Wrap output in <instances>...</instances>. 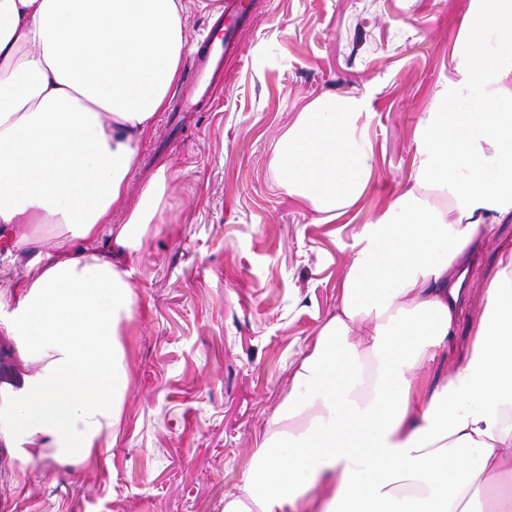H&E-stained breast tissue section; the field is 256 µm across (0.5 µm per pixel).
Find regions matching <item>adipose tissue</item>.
<instances>
[{
    "mask_svg": "<svg viewBox=\"0 0 512 512\" xmlns=\"http://www.w3.org/2000/svg\"><path fill=\"white\" fill-rule=\"evenodd\" d=\"M188 3L0 0V237L12 224L58 237L27 261L0 315L38 364L0 383V444L15 458L86 462L117 437L129 261L157 222L168 167L132 208L128 180L179 81ZM451 60L418 122L411 187L356 232L336 310L224 512L312 501L319 512H512V241L459 367L434 386L418 374L452 348L456 268L512 219V0H469ZM367 109L353 95L315 98L275 156L282 185L322 222L369 185Z\"/></svg>",
    "mask_w": 512,
    "mask_h": 512,
    "instance_id": "adipose-tissue-1",
    "label": "adipose tissue"
}]
</instances>
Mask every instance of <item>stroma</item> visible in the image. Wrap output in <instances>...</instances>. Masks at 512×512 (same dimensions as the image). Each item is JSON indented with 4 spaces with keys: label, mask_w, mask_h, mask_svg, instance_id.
<instances>
[{
    "label": "stroma",
    "mask_w": 512,
    "mask_h": 512,
    "mask_svg": "<svg viewBox=\"0 0 512 512\" xmlns=\"http://www.w3.org/2000/svg\"><path fill=\"white\" fill-rule=\"evenodd\" d=\"M249 3L214 104L160 112L132 175L130 204L163 163L170 189L132 261L117 439L84 463L25 464L0 445V512H224L336 309L354 233L411 183L415 128L452 70L468 0ZM326 92L367 100L372 175L360 202L321 223L280 186L274 158ZM495 248L476 260L462 320L481 308Z\"/></svg>",
    "instance_id": "1"
}]
</instances>
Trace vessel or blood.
<instances>
[{"mask_svg":"<svg viewBox=\"0 0 512 512\" xmlns=\"http://www.w3.org/2000/svg\"><path fill=\"white\" fill-rule=\"evenodd\" d=\"M243 0H224L223 12L214 18L213 35L196 52L189 82L192 92L179 97L172 106L176 112L196 111L210 101L224 78V60L238 52L239 29L246 18Z\"/></svg>","mask_w":512,"mask_h":512,"instance_id":"b4317fda","label":"vessel or blood"}]
</instances>
